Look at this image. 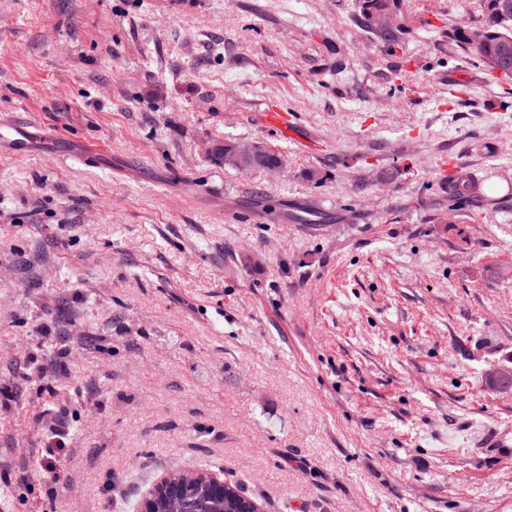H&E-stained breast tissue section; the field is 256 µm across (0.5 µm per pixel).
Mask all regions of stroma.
<instances>
[{
    "label": "stroma",
    "mask_w": 512,
    "mask_h": 512,
    "mask_svg": "<svg viewBox=\"0 0 512 512\" xmlns=\"http://www.w3.org/2000/svg\"><path fill=\"white\" fill-rule=\"evenodd\" d=\"M479 9L405 0L385 43L356 0H0V119L54 145L0 150V512H135L203 460L264 512H512V94L448 38ZM260 119L263 125L276 130L284 138L294 139L298 137L287 112L272 108L262 112ZM216 154L219 157L224 158V161H228L231 164L244 169H251L255 167L271 169L275 168L279 163L278 158L274 155L257 149L251 159L247 161L241 156L239 147L235 144L225 143L224 146H220L216 149Z\"/></svg>",
    "instance_id": "obj_1"
}]
</instances>
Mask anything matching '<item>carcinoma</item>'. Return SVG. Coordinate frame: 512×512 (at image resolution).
I'll list each match as a JSON object with an SVG mask.
<instances>
[{
	"label": "carcinoma",
	"instance_id": "obj_1",
	"mask_svg": "<svg viewBox=\"0 0 512 512\" xmlns=\"http://www.w3.org/2000/svg\"><path fill=\"white\" fill-rule=\"evenodd\" d=\"M401 7L400 0H358V20L360 25L375 34L383 42L395 40L392 29L380 31L375 28V20L380 16L395 14ZM483 29L479 41L471 40L470 33L475 27ZM448 38L459 46L473 52L488 73L499 69L495 80H512V0H482L478 16L469 23L455 27ZM216 154L224 160L244 169L255 167L271 169L279 160L272 154L261 150L254 152L250 160H245L239 147L224 144L216 149ZM197 470H176L170 474L175 481L194 480L186 497L185 512H243L247 507L241 497L243 489L237 483H226L224 497L217 498L204 491V484Z\"/></svg>",
	"mask_w": 512,
	"mask_h": 512
}]
</instances>
